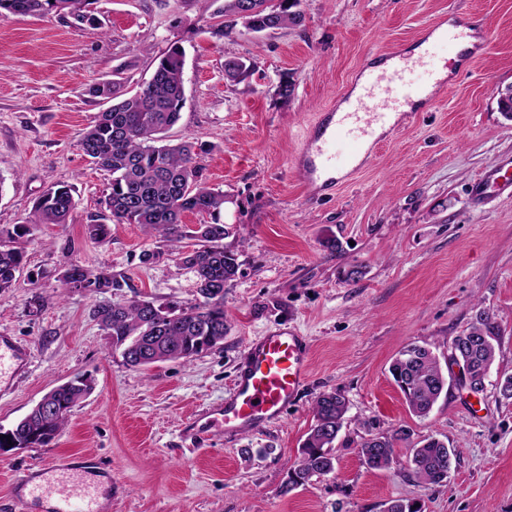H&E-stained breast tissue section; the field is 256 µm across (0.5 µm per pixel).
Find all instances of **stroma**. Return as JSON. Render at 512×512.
Here are the masks:
<instances>
[{
    "label": "stroma",
    "mask_w": 512,
    "mask_h": 512,
    "mask_svg": "<svg viewBox=\"0 0 512 512\" xmlns=\"http://www.w3.org/2000/svg\"><path fill=\"white\" fill-rule=\"evenodd\" d=\"M223 3L96 0L95 27L0 12V230L23 223L52 184L71 185L76 200L67 224L20 240L23 266L0 296V336L28 350L24 372L0 391V431L53 387L94 380L49 446L0 448V512H21L20 472L74 459L111 484L106 512H382L394 499L425 512H512V400L492 385L471 395L448 364L453 338L486 311L500 325L492 371L512 375V192L478 187L495 169L512 171V119L495 96L512 85V0H300L299 25L219 38ZM451 20L477 21L484 50L457 59L452 46L434 47L429 67L453 61L447 94L401 116L329 194H311L297 156L317 113L339 105L376 59ZM174 45L185 52L184 105L168 136L205 145L203 179L224 192L223 244L239 270L224 287L223 344L143 370L112 350L92 308L136 296L191 304L193 278L170 243L139 225H113L103 242L87 237L110 176L78 140L109 105L92 86L136 90ZM233 57L255 66L238 84L224 78ZM147 251L156 259L143 262ZM67 262L109 269L125 286L101 296L65 290ZM288 326L311 345V374L285 414L243 432L188 431L230 394L248 344ZM410 343L447 367L448 390L422 418L388 371ZM330 391L348 406L335 470L283 493L313 402ZM398 424L456 449L444 483L363 464V439ZM246 448L255 456L244 458Z\"/></svg>",
    "instance_id": "stroma-1"
}]
</instances>
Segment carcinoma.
<instances>
[{"instance_id":"1","label":"carcinoma","mask_w":512,"mask_h":512,"mask_svg":"<svg viewBox=\"0 0 512 512\" xmlns=\"http://www.w3.org/2000/svg\"><path fill=\"white\" fill-rule=\"evenodd\" d=\"M253 14L240 21L244 3ZM299 0H224L217 14L221 21L215 33L224 36L240 24L259 33L298 24ZM94 0H0V10L23 15H69L79 22H96ZM184 51L171 47L161 57L151 78L133 95L120 98L117 86L102 84L92 88L99 97L113 100L94 123L81 134L80 150L96 167L112 174L110 192L104 199L107 214L98 215L87 225L90 238L106 240L110 224H138L162 239L173 242L184 238L195 247L179 254V263L196 279L202 301L194 304L157 305L151 300L133 298L122 306L99 304L91 315L112 340V349L121 351L126 365L145 367L170 360L189 361L224 342V284L235 279L239 264L235 254L224 248L229 236L224 224V192L202 181L199 157L204 145L164 142V134L180 118L183 107ZM254 64L232 58L224 61V79L239 83L250 76ZM75 209L73 190L57 184L43 190L34 200L31 218L13 230L1 232L13 241L30 234L37 224H65ZM186 213L208 216L201 224H185ZM24 259L23 251L0 240V295L12 288ZM68 289L105 294L124 287L109 270L91 271L68 263L61 273ZM499 335L495 317L481 312L463 334L454 337L457 354L473 377L488 378L495 359L494 341ZM389 372L410 411L427 416L447 387V378L434 353L410 343L400 350ZM94 381L77 377L50 390V397L64 412L44 416L29 411L13 429L0 431V448L46 447L64 430L73 407L90 394ZM347 403L337 392L320 394L313 405L314 423L290 468L287 483L307 484L314 477L327 476L335 469V441L344 423ZM362 456L368 468L388 470L397 463L396 449L407 450V476L436 486L448 477L455 450L445 441L428 436L413 440V430L405 425L364 440ZM385 512H424L419 502L391 500Z\"/></svg>"}]
</instances>
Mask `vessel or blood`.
<instances>
[{"label": "vessel or blood", "mask_w": 512, "mask_h": 512, "mask_svg": "<svg viewBox=\"0 0 512 512\" xmlns=\"http://www.w3.org/2000/svg\"><path fill=\"white\" fill-rule=\"evenodd\" d=\"M413 62L401 58L390 77L366 73L359 94H344L345 111L321 115L306 140L301 164L310 184L334 186L340 163L332 152L336 140L346 141L350 153L344 163L379 143V129L389 126L393 114L409 102L447 92L446 83L416 84L410 79ZM27 357L26 349L12 338L0 336V385H12ZM310 348L292 328L280 327L251 342L238 369L233 389L223 405L208 411L207 424L224 425L231 431L250 430L280 418L305 387L310 374ZM83 469L51 463L38 475L23 474L17 480L27 501L49 503L51 512H103L98 484L84 481Z\"/></svg>", "instance_id": "1"}]
</instances>
